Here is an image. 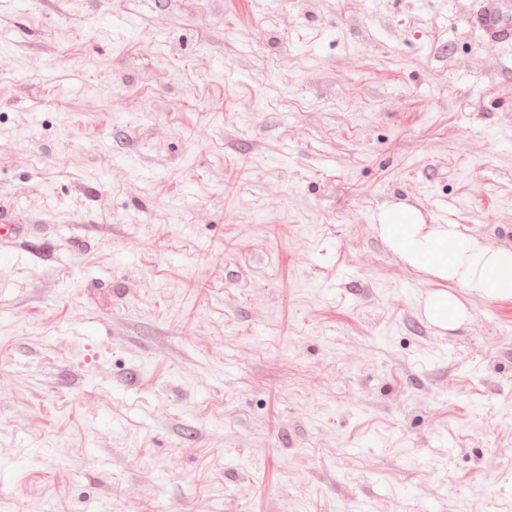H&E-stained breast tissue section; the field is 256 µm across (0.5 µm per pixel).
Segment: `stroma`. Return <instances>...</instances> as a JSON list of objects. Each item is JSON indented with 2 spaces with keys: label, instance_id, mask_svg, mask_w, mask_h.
Returning <instances> with one entry per match:
<instances>
[{
  "label": "stroma",
  "instance_id": "obj_1",
  "mask_svg": "<svg viewBox=\"0 0 512 512\" xmlns=\"http://www.w3.org/2000/svg\"><path fill=\"white\" fill-rule=\"evenodd\" d=\"M482 4L0 0V512H512V300L376 232L512 249ZM377 221L380 238L405 264L490 302L512 299V249H492L457 224H425L410 206L385 207ZM426 319L442 328L452 327L464 317V309L459 300L448 291L437 290L422 299Z\"/></svg>",
  "mask_w": 512,
  "mask_h": 512
}]
</instances>
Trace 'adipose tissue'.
<instances>
[{"mask_svg":"<svg viewBox=\"0 0 512 512\" xmlns=\"http://www.w3.org/2000/svg\"><path fill=\"white\" fill-rule=\"evenodd\" d=\"M377 231L405 264L495 302L512 299V249L488 247L455 224H428L412 207L392 205L377 215Z\"/></svg>","mask_w":512,"mask_h":512,"instance_id":"1","label":"adipose tissue"}]
</instances>
